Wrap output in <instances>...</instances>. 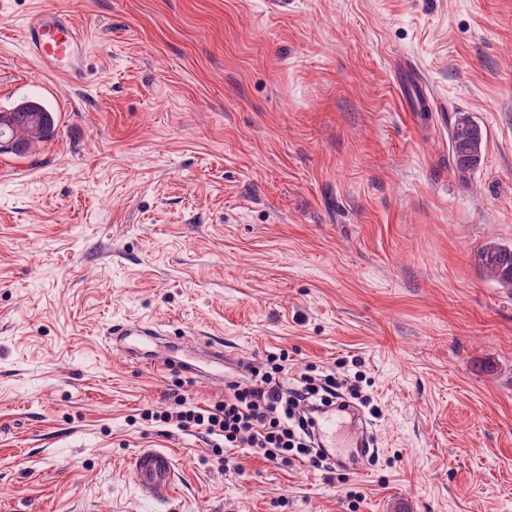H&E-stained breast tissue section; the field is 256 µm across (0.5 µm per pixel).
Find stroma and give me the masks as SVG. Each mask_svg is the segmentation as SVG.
<instances>
[{"label": "stroma", "instance_id": "1", "mask_svg": "<svg viewBox=\"0 0 512 512\" xmlns=\"http://www.w3.org/2000/svg\"><path fill=\"white\" fill-rule=\"evenodd\" d=\"M48 6L79 81L22 39ZM28 99L57 128L0 153V512H512V288L473 260L512 245V0H0V109ZM460 112L487 133L464 179ZM132 322L159 342L111 339ZM282 349L360 364L355 469L221 464L141 418ZM142 448L169 497L140 495ZM23 37L42 69L68 81L81 78L87 43L64 11L42 9L27 23ZM132 478L146 496L166 497L176 482L177 474L171 454L161 448H142L131 462Z\"/></svg>", "mask_w": 512, "mask_h": 512}]
</instances>
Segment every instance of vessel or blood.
Listing matches in <instances>:
<instances>
[{"label": "vessel or blood", "instance_id": "obj_1", "mask_svg": "<svg viewBox=\"0 0 512 512\" xmlns=\"http://www.w3.org/2000/svg\"><path fill=\"white\" fill-rule=\"evenodd\" d=\"M23 37L42 69L68 81L80 79L87 43L64 11L42 9L27 23ZM341 419L336 407L321 411L316 431L323 448L335 447ZM131 474L139 490L151 497L168 496L177 478L171 454L161 448L139 449L131 462Z\"/></svg>", "mask_w": 512, "mask_h": 512}]
</instances>
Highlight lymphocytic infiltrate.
I'll return each instance as SVG.
<instances>
[{
    "label": "lymphocytic infiltrate",
    "mask_w": 512,
    "mask_h": 512,
    "mask_svg": "<svg viewBox=\"0 0 512 512\" xmlns=\"http://www.w3.org/2000/svg\"><path fill=\"white\" fill-rule=\"evenodd\" d=\"M360 397L358 385H346L335 371L317 377L305 373L296 384H289L288 354L283 351L265 368H252L249 382H229L222 402L200 407L181 396L174 410H148L144 417L183 431H204L217 453L250 448L282 466L302 457L319 464L327 453L317 447L313 435L316 406L335 404L345 409L350 400Z\"/></svg>",
    "instance_id": "lymphocytic-infiltrate-1"
}]
</instances>
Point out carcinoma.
Returning a JSON list of instances; mask_svg holds the SVG:
<instances>
[{"label": "carcinoma", "mask_w": 512, "mask_h": 512, "mask_svg": "<svg viewBox=\"0 0 512 512\" xmlns=\"http://www.w3.org/2000/svg\"><path fill=\"white\" fill-rule=\"evenodd\" d=\"M0 126L7 129L12 140L8 151L18 155H32L41 144L51 140L56 133V118L39 101L29 100L8 109H0ZM485 134L470 116L460 113L449 132V144L456 168L461 174L475 169L481 162ZM475 262L483 272L499 284L509 280L512 274V247L488 243L475 254Z\"/></svg>", "instance_id": "cac0c4a2"}]
</instances>
